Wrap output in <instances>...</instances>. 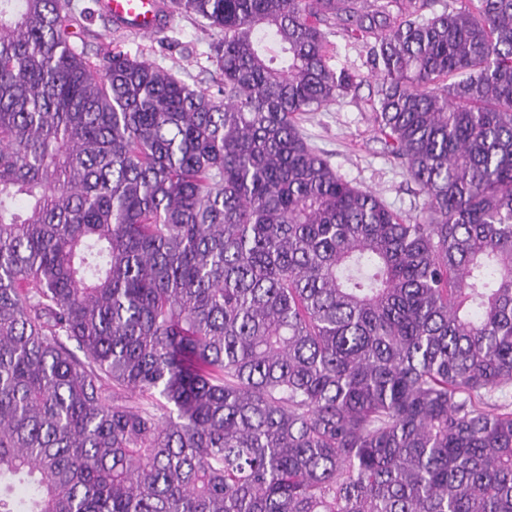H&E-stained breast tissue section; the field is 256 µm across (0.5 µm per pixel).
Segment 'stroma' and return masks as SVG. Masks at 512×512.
I'll use <instances>...</instances> for the list:
<instances>
[{"mask_svg":"<svg viewBox=\"0 0 512 512\" xmlns=\"http://www.w3.org/2000/svg\"><path fill=\"white\" fill-rule=\"evenodd\" d=\"M83 15V36L90 44L120 41L129 53L149 63L173 70L187 83L212 86L216 68L208 59L217 31L185 15L171 14L167 27L155 36L114 29L101 13L96 0H71ZM332 69L359 73L362 83L317 112L302 115L299 126L308 143L321 151L336 171L354 185L373 191L392 210L408 214L421 206L417 186L395 167L385 154L374 129L369 105L375 82L370 75L367 53L343 36L333 38Z\"/></svg>","mask_w":512,"mask_h":512,"instance_id":"stroma-1","label":"stroma"}]
</instances>
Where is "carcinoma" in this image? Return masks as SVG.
Returning <instances> with one entry per match:
<instances>
[{
  "mask_svg": "<svg viewBox=\"0 0 512 512\" xmlns=\"http://www.w3.org/2000/svg\"><path fill=\"white\" fill-rule=\"evenodd\" d=\"M69 2L0 0V512H512V0H169L214 92ZM324 26L413 216L298 129Z\"/></svg>",
  "mask_w": 512,
  "mask_h": 512,
  "instance_id": "carcinoma-1",
  "label": "carcinoma"
}]
</instances>
